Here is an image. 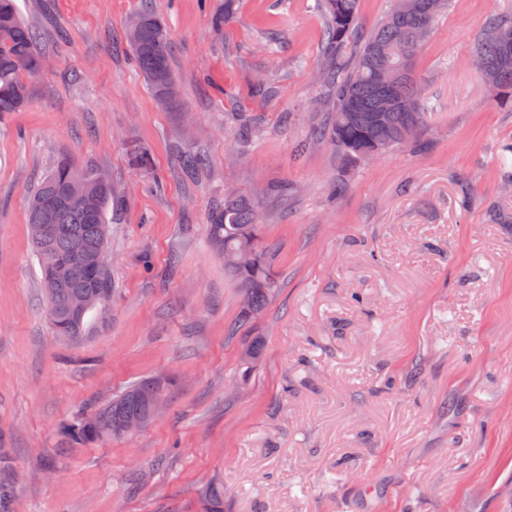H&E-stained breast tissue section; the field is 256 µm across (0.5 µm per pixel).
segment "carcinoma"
Segmentation results:
<instances>
[{
	"mask_svg": "<svg viewBox=\"0 0 512 512\" xmlns=\"http://www.w3.org/2000/svg\"><path fill=\"white\" fill-rule=\"evenodd\" d=\"M143 0L123 33L135 69L146 79L157 101L167 110H181V93L170 65L168 30L164 21L148 10ZM451 0H390L389 8L372 31L355 37L360 0H320L328 19L327 64L319 72L322 88L335 91L326 131L341 161L351 166L364 162L377 149L392 150L426 131L425 78L415 70L414 60L433 32ZM512 35V9L491 10L474 42V54L484 60L480 77L495 84V97L512 102V46L506 47L497 34ZM36 32L23 22L14 0H0V120L23 109L31 99L29 80L38 75L46 61ZM402 76L399 87L404 105L381 110L378 77L383 71ZM132 164L142 171L152 167V153L145 144L130 149ZM183 171L196 175L206 168L199 151L185 150L180 156ZM99 168L79 167L60 157L33 189L29 204L32 249L41 271L47 299V316L55 335L68 340L82 336L86 315L75 317L70 298L81 294L89 299L87 311L100 308L112 297L111 276L101 279L82 266L77 246L106 247L100 229L117 201L112 183L94 182ZM264 201L248 200L237 194L224 195L223 208L212 214L209 238L223 257L224 270L238 284L242 307L238 323L246 327L266 307L277 289L273 254L263 241ZM250 245L257 261L251 266L237 262ZM260 342L251 340L242 349L241 379H247L260 361ZM171 382L156 384L143 379L123 390L112 401L82 409L68 428V436L84 444H101L118 438L112 429L117 416H137L154 399H164ZM10 454L0 448V512H13ZM199 512H224V491L218 483L202 486Z\"/></svg>",
	"mask_w": 512,
	"mask_h": 512,
	"instance_id": "carcinoma-1",
	"label": "carcinoma"
}]
</instances>
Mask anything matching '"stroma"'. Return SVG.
Listing matches in <instances>:
<instances>
[{"instance_id":"1","label":"stroma","mask_w":512,"mask_h":512,"mask_svg":"<svg viewBox=\"0 0 512 512\" xmlns=\"http://www.w3.org/2000/svg\"><path fill=\"white\" fill-rule=\"evenodd\" d=\"M182 109L163 110L120 35L140 0H17L47 55L27 107L0 122V448L21 512H512V184L498 149L512 106L474 69L487 12L454 0L416 60L429 122L355 167L321 142L315 0H151ZM257 132L233 148L225 132ZM152 172L134 171L131 142ZM202 149L196 178L182 151ZM109 173L122 197L106 259L112 297L84 337L55 336L28 199L60 156ZM343 181L344 192L331 197ZM468 181L471 203L455 202ZM271 197L263 230L277 292L255 319L262 357L237 379L241 293L208 241L232 189ZM173 379L140 433L64 446L88 403ZM197 499L199 512H224V491L216 482L202 486Z\"/></svg>"}]
</instances>
